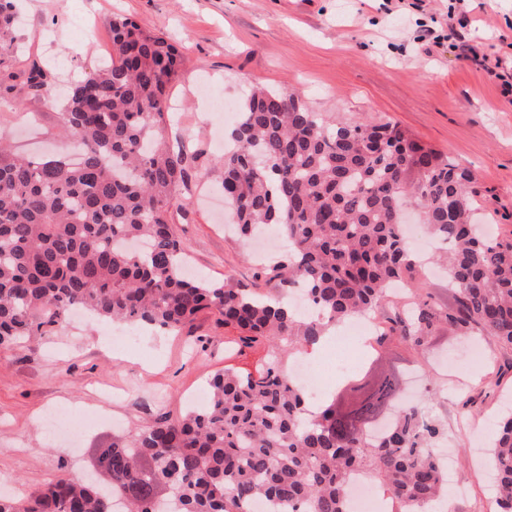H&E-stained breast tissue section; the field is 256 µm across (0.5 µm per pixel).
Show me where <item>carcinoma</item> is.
<instances>
[{"mask_svg":"<svg viewBox=\"0 0 512 512\" xmlns=\"http://www.w3.org/2000/svg\"><path fill=\"white\" fill-rule=\"evenodd\" d=\"M16 25L15 0H0V88L20 79L51 100L45 70L14 68ZM109 27L112 54L69 87L61 112L78 163L18 157L0 135V348L65 327L75 307L165 331L208 309L246 342L267 344L270 358L255 375H215L205 407L99 449L105 486L60 475L26 500L0 495V512H115L116 499L121 512H251L256 500L274 512H348L353 471L402 512H431L448 493L435 448L446 429L423 404L400 405L402 368L377 353L312 412L283 360L327 327L375 312L400 282L417 298L394 305L377 344L398 336L424 349L448 328L512 351V237L481 233L475 174L393 124H330L298 94L255 86L220 162L242 241L271 226L288 242L267 272L277 292L189 279L172 217L188 154L166 137L178 52L127 17ZM407 204L438 245L448 304L418 298L427 284L404 232ZM298 281L316 310L306 318L281 300ZM489 467L496 512H512L511 405L495 423Z\"/></svg>","mask_w":512,"mask_h":512,"instance_id":"cac0c4a2","label":"carcinoma"}]
</instances>
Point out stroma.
Returning <instances> with one entry per match:
<instances>
[{"label": "stroma", "mask_w": 512, "mask_h": 512, "mask_svg": "<svg viewBox=\"0 0 512 512\" xmlns=\"http://www.w3.org/2000/svg\"><path fill=\"white\" fill-rule=\"evenodd\" d=\"M27 49L22 67L52 75L92 73L112 48L108 22L132 18L163 35L180 56L168 90L177 103L173 136L197 158L174 214L192 271L215 281L268 291L260 265L226 228L216 203L223 171L218 141L234 118L212 97L240 101L254 85L301 96L333 123L391 122L421 144L474 170L475 200L494 238L512 236V92L489 65L512 73V0H20ZM476 57L464 58L459 41ZM0 103V133L16 152L58 157L60 104L14 88ZM108 321L88 318L66 330L0 349V490L25 496L55 477L94 472L95 451L135 425L176 417L195 391L225 368L256 373L267 350L243 344L238 329L211 311L175 332L141 333L112 347ZM450 331L418 352L398 337L386 343L422 373L433 397L429 418L448 430L464 494L448 493V512H489L486 452L504 397L512 396V352L481 362Z\"/></svg>", "instance_id": "1"}]
</instances>
